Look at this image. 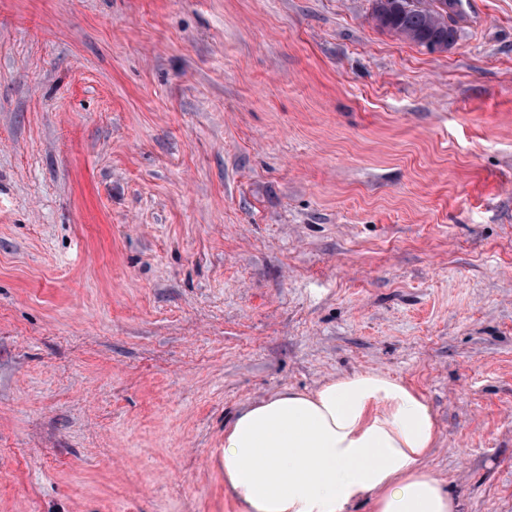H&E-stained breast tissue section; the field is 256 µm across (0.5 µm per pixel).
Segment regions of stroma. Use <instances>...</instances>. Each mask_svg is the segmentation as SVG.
Instances as JSON below:
<instances>
[{
  "instance_id": "35a3bbf8",
  "label": "stroma",
  "mask_w": 512,
  "mask_h": 512,
  "mask_svg": "<svg viewBox=\"0 0 512 512\" xmlns=\"http://www.w3.org/2000/svg\"><path fill=\"white\" fill-rule=\"evenodd\" d=\"M0 0V512H242L224 424L418 388L512 512V0ZM397 0H372L371 18L375 26L388 33L407 39L427 51L445 52L456 41L457 30L452 24L460 0H413V6L404 9Z\"/></svg>"
}]
</instances>
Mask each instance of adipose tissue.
I'll return each mask as SVG.
<instances>
[{
  "instance_id": "1",
  "label": "adipose tissue",
  "mask_w": 512,
  "mask_h": 512,
  "mask_svg": "<svg viewBox=\"0 0 512 512\" xmlns=\"http://www.w3.org/2000/svg\"><path fill=\"white\" fill-rule=\"evenodd\" d=\"M435 415L418 390L353 371L242 408L224 428V485L243 512H456L425 462Z\"/></svg>"
}]
</instances>
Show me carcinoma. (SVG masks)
Listing matches in <instances>:
<instances>
[{
	"label": "carcinoma",
	"instance_id": "carcinoma-1",
	"mask_svg": "<svg viewBox=\"0 0 512 512\" xmlns=\"http://www.w3.org/2000/svg\"><path fill=\"white\" fill-rule=\"evenodd\" d=\"M460 0H414L404 9L394 0H372L371 18L375 26L407 39L427 51L445 52L456 41L453 16Z\"/></svg>",
	"mask_w": 512,
	"mask_h": 512
}]
</instances>
